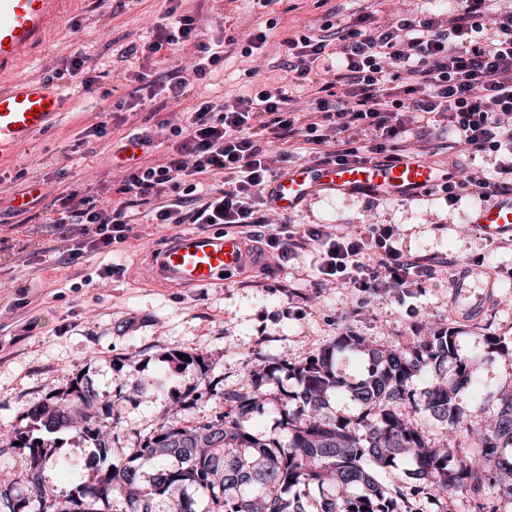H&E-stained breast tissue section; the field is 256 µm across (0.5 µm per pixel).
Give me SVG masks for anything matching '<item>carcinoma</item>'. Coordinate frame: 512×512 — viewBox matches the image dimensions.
<instances>
[{
	"label": "carcinoma",
	"mask_w": 512,
	"mask_h": 512,
	"mask_svg": "<svg viewBox=\"0 0 512 512\" xmlns=\"http://www.w3.org/2000/svg\"><path fill=\"white\" fill-rule=\"evenodd\" d=\"M486 350L512 354L504 338L489 333L478 337L474 356L463 357L455 331L438 328L404 347L340 336L294 367L278 355L264 358L246 387L221 392L227 411L198 427H180L167 415L129 455L112 447V413L98 408L92 385L77 380L32 406L27 417L35 428L65 430L91 445V474L72 498L57 501L41 476L55 443L18 429L8 448L26 452L28 473L12 512H96L97 502L117 498L118 512H153L156 498L166 512H451L448 500L458 490L479 500L478 512H512V482L499 476L501 470L512 476V458L503 455L512 448V392L479 400L483 412L497 402L487 427L469 422L456 404ZM344 352L370 359L362 378L349 381L338 370ZM283 368L293 372L298 389L270 403L281 433L263 436L245 424V415L265 408L259 390ZM426 372L436 381L418 397L413 383ZM333 395L348 396L355 414L329 413ZM403 402L440 421L448 439L432 442L399 412ZM401 457L413 468L393 480ZM171 459L178 466H168Z\"/></svg>",
	"instance_id": "carcinoma-1"
}]
</instances>
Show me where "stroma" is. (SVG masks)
<instances>
[{
	"label": "stroma",
	"instance_id": "35a3bbf8",
	"mask_svg": "<svg viewBox=\"0 0 512 512\" xmlns=\"http://www.w3.org/2000/svg\"><path fill=\"white\" fill-rule=\"evenodd\" d=\"M443 0H183L201 13L207 36L242 37L278 25L262 58L241 57L224 48V67L195 84L182 100L166 106L145 101L133 112L117 111L136 83L124 56L152 37L167 0H78L76 10L33 55L0 69V88L25 80H46L77 54L100 74L92 91L69 86L62 113L51 130L22 148L0 152V439L25 428L29 408L47 395L86 377L118 424L116 448L130 449L162 421L173 401L182 425H200L225 411L222 398L205 394L206 384L232 391L245 386L260 357L287 356L304 363L311 354L350 333L389 346L410 343L420 328L448 326L458 348L472 355L478 336L492 332L512 340V238L487 240L468 226L477 203H446L436 194L411 199L319 194L289 213L292 224H392L406 251L438 253L453 259L422 287L402 296L361 295L327 282L316 284L318 256L307 251L288 262L270 260L264 272H245L210 288L155 284L145 266L149 254L189 232L186 224H155L138 216L129 239L111 252H89L75 262L66 250L76 232L72 224L44 218L58 195L76 189L103 201L123 195L112 173L126 163L116 144L124 137L155 131L167 119H183L197 95L232 98L250 87L247 73L279 82L286 59L283 40L321 23L332 9L347 19L360 10L377 11L380 21L396 13L442 8ZM105 124L103 134L85 129ZM39 185L41 198L28 213L9 206L10 197ZM121 271L101 277L106 265ZM481 266L491 289L466 298L454 287L459 265ZM203 358V365L177 368L172 353ZM477 386L459 391L463 414L475 416L482 395L512 390V356L493 353L475 366ZM90 448L61 434L42 476L66 500L86 471Z\"/></svg>",
	"mask_w": 512,
	"mask_h": 512
}]
</instances>
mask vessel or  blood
Masks as SVG:
<instances>
[{"mask_svg": "<svg viewBox=\"0 0 512 512\" xmlns=\"http://www.w3.org/2000/svg\"><path fill=\"white\" fill-rule=\"evenodd\" d=\"M74 0H0V68L33 52L71 13ZM60 88L35 80L0 90V149L29 142L51 128L61 115ZM437 174L410 156L347 164L289 168L267 190L271 206L286 214L316 194L365 195L407 199L431 188ZM476 234L512 237V195L479 208L472 217ZM257 255L238 236L216 232L178 235L150 257L149 275L166 285L208 288L259 266Z\"/></svg>", "mask_w": 512, "mask_h": 512, "instance_id": "1", "label": "vessel or blood"}]
</instances>
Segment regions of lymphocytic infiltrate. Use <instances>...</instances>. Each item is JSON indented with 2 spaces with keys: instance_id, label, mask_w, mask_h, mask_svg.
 Masks as SVG:
<instances>
[{
  "instance_id": "1",
  "label": "lymphocytic infiltrate",
  "mask_w": 512,
  "mask_h": 512,
  "mask_svg": "<svg viewBox=\"0 0 512 512\" xmlns=\"http://www.w3.org/2000/svg\"><path fill=\"white\" fill-rule=\"evenodd\" d=\"M284 45L288 61L277 84L253 78L234 100L201 96L184 122L161 123L175 148L162 163L126 168L118 205L74 190L58 197L57 223L79 227L70 260L124 243L128 209L147 205L155 223L236 228L283 261L311 248L322 280L400 294L433 279L443 258L399 248L390 224L351 233L275 219L265 190L292 153L324 164L395 159L414 139L432 156L447 149L492 153V171L456 163L434 191L449 203L512 195V8L499 0H452L447 10L402 13L387 23L372 11L346 20L332 11L319 32L295 33ZM128 52L159 65L136 74L141 90L131 93V110L148 96L182 98L224 63L223 42L206 36L195 13L175 6L152 40ZM292 87L312 91L306 111L293 107ZM435 117L451 140H438Z\"/></svg>"
}]
</instances>
